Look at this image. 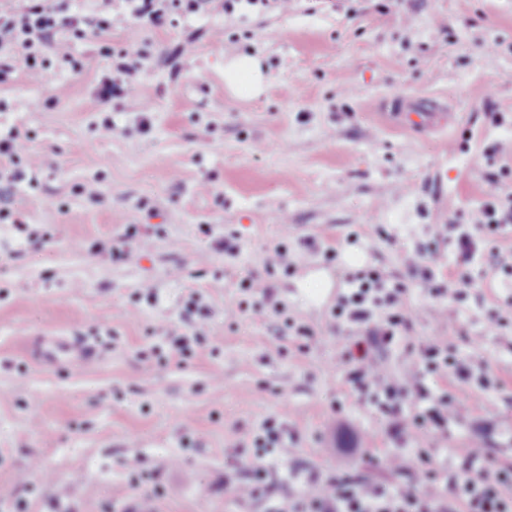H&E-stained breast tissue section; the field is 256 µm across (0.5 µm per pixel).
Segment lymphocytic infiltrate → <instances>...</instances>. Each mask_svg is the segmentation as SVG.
<instances>
[{
  "instance_id": "obj_1",
  "label": "lymphocytic infiltrate",
  "mask_w": 512,
  "mask_h": 512,
  "mask_svg": "<svg viewBox=\"0 0 512 512\" xmlns=\"http://www.w3.org/2000/svg\"><path fill=\"white\" fill-rule=\"evenodd\" d=\"M132 17L155 28L167 26L176 13H196L221 9L234 13L239 4L287 10L291 0H126ZM108 17L90 18L67 13L56 0H26L16 8L0 9V81L16 66H24L40 75L43 55L52 52L63 61H71L68 42L54 40L56 31L66 29L73 35L98 36L110 31ZM115 77L103 78L98 89L102 102L114 97H133L137 88L127 76L140 69L143 55L135 48L122 50ZM0 158L7 168L0 169V220L24 224V212L13 206L14 197L24 179L19 162L42 168L52 167L48 156L29 152L26 138L18 131L0 135ZM512 226V193L492 194L481 206L472 224L448 227V244L463 268L461 281H473L471 267L483 262L499 263L496 248L487 245L484 233H497ZM288 251L276 245L265 259L263 272L253 274L245 283L247 292L262 305L279 313L283 305L275 297L270 275L287 267ZM407 278L418 280L428 295L441 300L454 290L445 276L428 262L425 251L416 250L404 258ZM405 280L390 277L376 269L347 273L346 286L336 297L332 318L347 343L334 363L359 402L374 408L387 422L388 432L396 441L386 456L389 473L404 475V482H371L352 474H328L306 482L303 492L273 503L269 512H512V467L501 464L486 443L470 439L461 449L453 472L436 468L429 450L406 449V442L426 430L447 438L452 426L463 423L460 404L448 393H433L426 380L454 376L468 381L465 361L458 359L453 347L440 338L420 340L413 331L419 321V309L408 302ZM386 348L403 360L400 372L378 356ZM263 454L284 464L288 476L298 474L288 446V432L277 420H266L254 438Z\"/></svg>"
}]
</instances>
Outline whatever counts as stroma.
<instances>
[{
    "label": "stroma",
    "instance_id": "35a3bbf8",
    "mask_svg": "<svg viewBox=\"0 0 512 512\" xmlns=\"http://www.w3.org/2000/svg\"><path fill=\"white\" fill-rule=\"evenodd\" d=\"M66 3L114 19L103 36L71 40L82 69L54 58L41 76L19 67L0 83V130L17 128L55 161L21 185L26 226L0 221V512H120L140 496L156 512H267V500L239 501L224 480L248 477L270 418L287 427L303 471L389 481L385 423L333 368L344 341L329 327V291L362 268L403 276L406 253L445 225L473 223L491 187L512 193V168L483 154L512 144V0H293L285 12L183 14L162 29L131 18L125 0ZM190 38L193 53L171 63ZM127 47L144 56L137 94L101 104L98 83ZM228 53L261 60L260 96L226 92ZM424 100L451 112L446 133L403 131L404 109ZM145 104L153 129L141 135ZM93 180L98 202L82 192ZM128 224L151 234L148 251L101 264L91 244ZM220 233L236 234L235 256L214 248ZM310 236L334 255L309 254ZM282 241L276 315L256 309L242 283ZM507 281L491 270L440 301L409 285L416 335L454 338L498 381L492 416L473 388L441 381L468 419L437 465L454 467L471 437L512 464V332L484 316L494 303L512 316ZM193 292L211 308L205 320L185 314ZM194 324L203 339L192 354L161 366L163 329ZM38 333L96 341L102 359L37 368L24 339ZM234 446L236 462L224 455ZM144 471L159 481L142 482Z\"/></svg>",
    "mask_w": 512,
    "mask_h": 512
}]
</instances>
